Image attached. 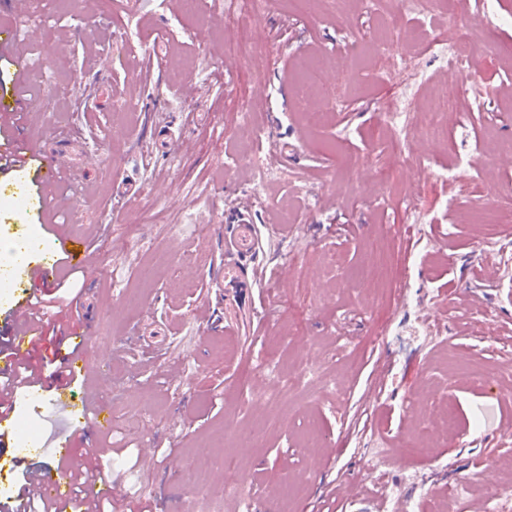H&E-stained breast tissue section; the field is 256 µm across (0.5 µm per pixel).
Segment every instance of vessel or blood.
<instances>
[{"label": "vessel or blood", "instance_id": "b4317fda", "mask_svg": "<svg viewBox=\"0 0 512 512\" xmlns=\"http://www.w3.org/2000/svg\"><path fill=\"white\" fill-rule=\"evenodd\" d=\"M16 33L7 26L0 27V60L12 67L13 80L0 85V110L22 113L25 96L22 83L27 65L13 50ZM66 159L59 153L30 156L14 131L0 133V185L13 187L12 199L25 208L44 214L55 202V187ZM262 245L260 230L254 221L250 205L234 210L224 232V301L234 323L248 330L258 329V317L253 295L254 283L246 273V263L256 256ZM45 242L33 235L22 249L11 278L0 280V287L10 289L26 284L25 294L16 296L12 312L0 322V381L18 378L20 388L32 398L46 403V417L54 425L51 438L30 431L13 422V392L0 388V436L6 437L8 461L17 465L20 460L32 459L26 474V495H35L62 512L72 498L70 474L43 466V459L62 461L72 454L71 438L76 432L77 412L62 395L45 398L46 380L34 355L40 349L43 336L35 317L34 298L47 292L61 273L63 258L82 260L85 267H94L92 255L82 254L75 241L64 238L58 250L45 254ZM92 342L90 332H75L64 344L56 345L53 355L62 372L68 376L81 375L84 355Z\"/></svg>", "mask_w": 512, "mask_h": 512}]
</instances>
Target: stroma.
<instances>
[{
	"mask_svg": "<svg viewBox=\"0 0 512 512\" xmlns=\"http://www.w3.org/2000/svg\"><path fill=\"white\" fill-rule=\"evenodd\" d=\"M39 11L35 20L0 0V21L18 31L15 49L29 60L27 147L67 158L59 184L69 202L45 236L52 246L69 235L96 254L94 271L77 274L74 300H55L43 330L56 341L89 326L87 373L68 385L77 425L92 427L87 406L106 407L108 436L139 451L130 472L123 459L74 443L75 459L131 488L114 512H259L287 483L300 489L293 512H357L338 494L349 477L375 512H392L396 500L403 512H491L488 493L461 496L457 486L483 463L498 482L512 480V401H500L495 385L512 364V222L457 216L512 185V171L496 163L512 143V66L483 39L491 29L512 48V26L500 23L512 18V0L488 15L459 11L483 64L484 104L451 121L447 145L426 154L429 168H455L459 178L423 174L412 203V165L373 134L414 74L434 88L446 75L430 37L407 69L384 75L375 33L413 23L394 0H348L317 19L289 0H262L252 13L238 0H42ZM314 58L343 98L310 128L296 79ZM168 134L170 153L158 148ZM281 146L284 162L272 155ZM264 169L272 175L263 183L247 179ZM126 183L142 195L120 196ZM245 203L262 237L247 270L264 326L229 336L224 217ZM381 236L389 293L372 307L355 271ZM488 237L504 245L491 278L481 271ZM490 322L492 335L483 331ZM270 353L282 373L313 371L275 405L260 398ZM431 397L454 412L455 426L439 434L437 456L400 453L405 435L431 429L416 405ZM281 404L290 421L237 458L239 438ZM387 447L388 464L373 467L374 449ZM228 479L235 494L214 502L211 490Z\"/></svg>",
	"mask_w": 512,
	"mask_h": 512,
	"instance_id": "obj_1",
	"label": "stroma"
}]
</instances>
